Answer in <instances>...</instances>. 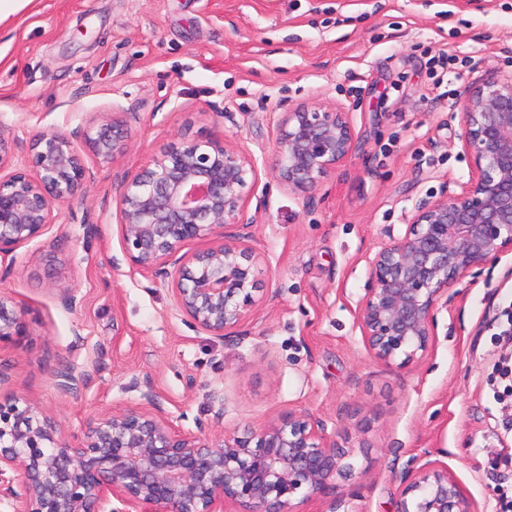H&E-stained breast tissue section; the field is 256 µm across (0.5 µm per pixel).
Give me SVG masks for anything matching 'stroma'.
Wrapping results in <instances>:
<instances>
[{
	"label": "stroma",
	"instance_id": "1",
	"mask_svg": "<svg viewBox=\"0 0 512 512\" xmlns=\"http://www.w3.org/2000/svg\"><path fill=\"white\" fill-rule=\"evenodd\" d=\"M438 56L447 72L433 70ZM510 69L512 0H31L0 23V130L19 159L39 132L75 134L91 180L18 249L21 265L0 268L29 326L0 349L9 392L75 433L149 387L185 431L240 435L307 413L355 450L345 512H394V473L422 454L448 464L478 512H497L496 485L512 498L495 438L508 413L488 383L506 352L494 318L512 294V254L457 285L417 362L374 360L356 311L386 231L469 178L453 108L463 77ZM307 99L354 103L361 148L312 203L275 182L252 198L265 300L224 338L199 334L170 288L130 268L115 187L186 139L273 153L278 117ZM115 107L130 112L132 139L102 162L82 132ZM70 288L83 299L73 312L58 302ZM65 364L87 375L69 396L53 381Z\"/></svg>",
	"mask_w": 512,
	"mask_h": 512
}]
</instances>
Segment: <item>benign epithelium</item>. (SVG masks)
I'll use <instances>...</instances> for the list:
<instances>
[{"instance_id": "obj_1", "label": "benign epithelium", "mask_w": 512, "mask_h": 512, "mask_svg": "<svg viewBox=\"0 0 512 512\" xmlns=\"http://www.w3.org/2000/svg\"><path fill=\"white\" fill-rule=\"evenodd\" d=\"M459 106L468 181L417 199L404 233H388L367 258L372 287L356 319L365 347L384 364L422 357L450 289L512 252V72L465 83ZM278 129L275 159L264 167L308 200L360 148L344 104L299 102L282 113ZM131 138L126 112L95 117L84 133L102 161L124 153ZM31 151L30 163L13 159L0 133V264L9 267L91 179L70 134L38 133ZM259 182L258 159L227 137L174 145L118 184L117 224L130 267L170 287L183 321L207 336L241 326L262 300L247 233ZM193 241L206 247L185 252ZM27 335L13 301L0 294V347ZM53 379L65 396L86 382L67 365ZM353 456L321 422L296 412L240 436L208 434L203 425L185 432L150 387L138 405L101 414L76 434L23 398L0 400L7 512H302L312 501L337 512ZM396 479L395 512H476L441 461L413 456Z\"/></svg>"}]
</instances>
